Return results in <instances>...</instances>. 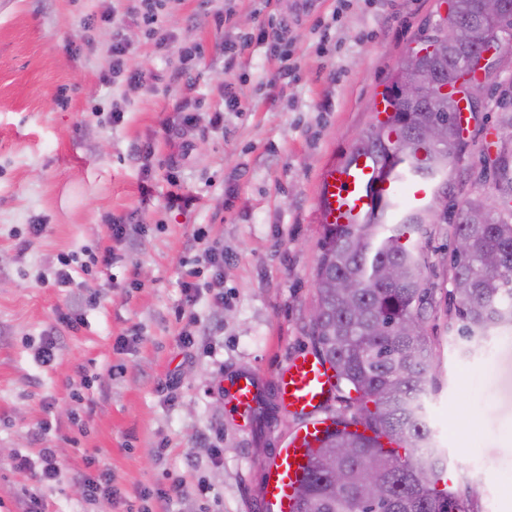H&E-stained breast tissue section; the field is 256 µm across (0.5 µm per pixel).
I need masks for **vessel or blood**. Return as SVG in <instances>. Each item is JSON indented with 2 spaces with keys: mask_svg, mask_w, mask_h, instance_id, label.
<instances>
[{
  "mask_svg": "<svg viewBox=\"0 0 512 512\" xmlns=\"http://www.w3.org/2000/svg\"><path fill=\"white\" fill-rule=\"evenodd\" d=\"M411 167V162L406 161L382 175L373 159L361 154L352 163L329 168L321 183V223H347L352 215L367 212L377 198L398 211L422 207L429 200L432 183L420 176H410ZM274 386L281 405L301 424L286 447L263 461L261 499L268 512H292L294 488L303 478L313 448L327 425L319 413L336 386V378L320 356L306 353L295 356L278 371ZM259 389L260 381L253 374L232 378L227 389L232 412L251 415L257 406Z\"/></svg>",
  "mask_w": 512,
  "mask_h": 512,
  "instance_id": "vessel-or-blood-1",
  "label": "vessel or blood"
}]
</instances>
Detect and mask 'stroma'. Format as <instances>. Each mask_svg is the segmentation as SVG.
Masks as SVG:
<instances>
[{
    "label": "stroma",
    "instance_id": "1",
    "mask_svg": "<svg viewBox=\"0 0 512 512\" xmlns=\"http://www.w3.org/2000/svg\"><path fill=\"white\" fill-rule=\"evenodd\" d=\"M127 0H0V512H141L140 490L179 476L170 512H262L261 464L285 447L299 419L281 406L276 371L316 349L309 317L327 227L319 221L325 172L345 163L378 124L374 105L445 0H171L156 47ZM114 12L125 25L127 65L141 84L113 76ZM229 13L223 29L214 12ZM96 20L84 32L88 15ZM277 41H258L260 27ZM193 46L198 79L173 78ZM230 84L238 109L225 108ZM512 90L503 55L478 111L470 113L457 160L434 191L451 200L498 199L483 179L496 153L499 96ZM190 100L182 110V100ZM224 112L223 130L209 119ZM121 111L113 120V111ZM153 143L148 161L135 150ZM191 197L168 206V192ZM141 227L138 241L112 238L107 219ZM46 229L32 236L30 224ZM224 248L223 303L198 265L194 239ZM423 259L424 312L432 359L427 423L448 460L450 487L468 512H512V330L468 341L450 301L447 224L411 235ZM118 260L98 264L105 249ZM72 258L73 284L50 278ZM199 268L195 306L204 335L179 342L176 318L187 270ZM97 304H88L90 294ZM79 309L71 332L58 312ZM55 337L56 358L36 349ZM127 337L125 349L115 347ZM237 373L262 382L251 420L227 411L222 391ZM81 399H74L73 390ZM43 443L33 435L43 421ZM55 449L59 482L38 484L15 468ZM109 470L121 499L86 502L73 473L82 452Z\"/></svg>",
    "mask_w": 512,
    "mask_h": 512
}]
</instances>
